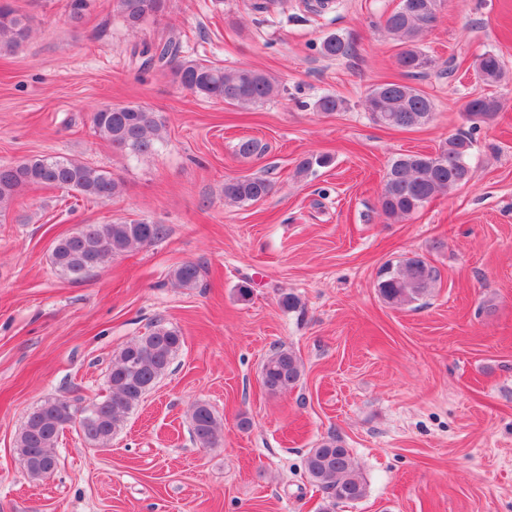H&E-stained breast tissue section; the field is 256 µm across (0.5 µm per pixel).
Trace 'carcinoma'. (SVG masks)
Segmentation results:
<instances>
[{"instance_id": "obj_1", "label": "carcinoma", "mask_w": 512, "mask_h": 512, "mask_svg": "<svg viewBox=\"0 0 512 512\" xmlns=\"http://www.w3.org/2000/svg\"><path fill=\"white\" fill-rule=\"evenodd\" d=\"M431 0H401L399 7L383 21L386 34L399 44L396 66L407 77H416L428 68L430 59L419 47V39L436 18L429 13ZM90 0H64L71 23L80 25L90 11ZM167 0H117L123 26L137 31L147 20L162 15ZM28 16L21 14L11 0H0V54H10L31 35ZM353 46L331 34L320 42V53L327 58L351 54ZM148 54L145 65L167 70L174 82L205 99L222 100L230 105H256L279 95L278 81L250 67L226 68L215 63L189 60L181 42L171 37ZM483 83L497 86L506 78L499 56L488 51L475 64ZM372 120L389 127H414L426 123L434 110L433 101L414 86L401 82L383 83L365 98ZM501 110L493 96L469 100L465 115L475 131L493 122ZM90 122L95 134L113 148L135 156L152 154L162 141L164 122L153 111L135 105L105 104L93 109ZM469 134L453 135L442 141L435 153L401 154L387 166L379 204L381 212L394 220L419 212L432 199L466 184L472 174ZM265 147L255 139L237 144V154L253 157ZM326 155H309L297 165V174L307 175L329 165ZM41 186L75 192L82 197L106 202L119 192L120 184L111 172L72 158L34 156L16 163L0 164V213L6 211L24 188ZM272 182L264 176L233 177L224 182V201L254 203L266 198ZM161 224L139 220L84 224L57 238L50 252L53 268L72 281H80L105 267L113 258L149 245L163 237ZM202 267L184 262L170 273L178 288L197 286ZM440 279L439 270L425 257L415 254L396 264L384 265L376 288L381 298L397 306L411 305L428 297ZM183 344L180 331L160 321L148 331L121 347L112 357L108 374L109 395L88 406H77L65 397L44 401L28 414L16 438V452L27 474L43 479L56 466L58 438L71 424H78L84 439L95 446H106L121 430L127 416L145 394L171 368ZM303 363L289 347H273L261 366V382L267 392L282 393L300 381ZM190 434L202 448H217L224 439V424L212 408L193 404L189 414ZM304 469L314 486L323 493L321 512H335L336 505L363 499L367 494L364 478L355 468L349 449L330 436L309 449Z\"/></svg>"}]
</instances>
